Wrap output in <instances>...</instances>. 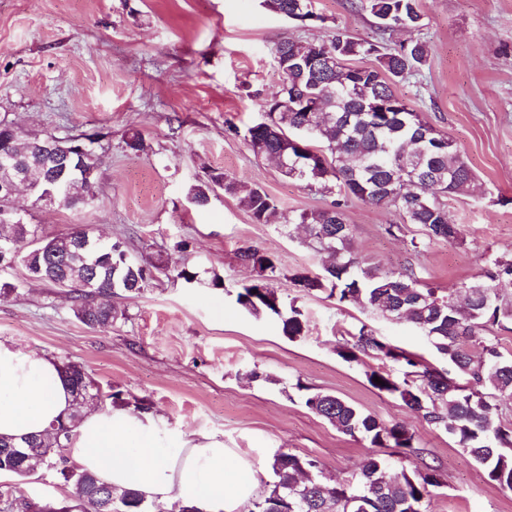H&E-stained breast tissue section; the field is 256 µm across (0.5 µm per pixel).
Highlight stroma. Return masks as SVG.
<instances>
[{
  "mask_svg": "<svg viewBox=\"0 0 512 512\" xmlns=\"http://www.w3.org/2000/svg\"><path fill=\"white\" fill-rule=\"evenodd\" d=\"M360 0H315L321 23L302 25L263 0H0V118L26 132L92 136L96 200L86 208L29 207L45 234L73 225L123 239L140 258L193 265L187 284L158 276L135 297L112 299L119 317L107 330L77 320L60 289L5 273L15 292L0 297V339L59 363L84 366L102 392H122L186 433L223 439L250 458L262 484L274 480L278 452L312 457L325 476L358 471L367 442L336 430L305 404L328 391L387 424H404L411 449L390 457L395 471L434 468L439 487L426 512H512V491L491 481L455 441L368 382L371 371L399 374L387 359L348 362L338 350L364 326L387 342L448 370L424 333L387 320L327 291L301 292L293 274L319 273L322 260L281 214L329 206L336 193L282 175L255 156L244 136L276 91L275 51L286 38L318 41L336 32L396 48L424 42L428 60L397 79L395 92L453 140L476 174L468 193L448 202L461 225L455 242L428 241L417 224L389 235L393 209L347 199L350 247L385 269H412L422 283L450 291L483 280L490 258L512 256V0H421L424 18L410 29L379 30ZM140 133L143 147L127 141ZM217 169L266 191L278 216L252 221L237 197L217 191L192 204L190 187ZM189 241L188 252L179 251ZM255 247L276 264L283 305L309 318L306 336H284L279 320L236 301L255 273L240 249ZM223 279L213 287V275ZM36 504L71 494L54 476L0 474V486Z\"/></svg>",
  "mask_w": 512,
  "mask_h": 512,
  "instance_id": "1",
  "label": "stroma"
}]
</instances>
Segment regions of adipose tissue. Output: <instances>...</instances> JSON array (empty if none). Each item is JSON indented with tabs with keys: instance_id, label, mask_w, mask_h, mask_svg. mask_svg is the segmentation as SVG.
<instances>
[{
	"instance_id": "1",
	"label": "adipose tissue",
	"mask_w": 512,
	"mask_h": 512,
	"mask_svg": "<svg viewBox=\"0 0 512 512\" xmlns=\"http://www.w3.org/2000/svg\"><path fill=\"white\" fill-rule=\"evenodd\" d=\"M58 362L0 340V436L42 434L69 413ZM82 470L144 500L204 512H244L260 493L254 463L215 437H195L151 413L86 409L68 447Z\"/></svg>"
}]
</instances>
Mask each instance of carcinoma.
<instances>
[{"mask_svg": "<svg viewBox=\"0 0 512 512\" xmlns=\"http://www.w3.org/2000/svg\"><path fill=\"white\" fill-rule=\"evenodd\" d=\"M264 5L292 21L301 15H316L314 0H264ZM364 7L383 31L413 27L423 18L419 0H365ZM326 54L333 55L328 70L320 66V57ZM428 56L429 49L422 42L384 51L377 43L339 31L318 42L280 41L276 47L278 90L266 101L263 120L247 129L251 150L272 160L283 156L279 169L286 177L393 208L403 224L421 225L430 241L457 240L462 230L448 222V198L468 191L475 181L473 169L455 144L393 89L395 79L419 70ZM353 57H373L376 65L350 66L347 61ZM294 93L318 97L321 112L306 118L290 105ZM364 95L398 108L405 113L406 124L395 122L384 112L362 111ZM304 122L315 127L314 133L288 147L287 141L295 138ZM415 150L427 154V164L418 172L402 166L404 154ZM216 186L237 197L257 224L269 223L277 210L263 189L222 172L192 186V202L207 205ZM282 220L302 225L310 245L325 259L323 274L292 276L301 291L310 294L328 288L341 302H353L386 319L396 317L413 324L464 382L392 346L365 326L345 341L340 356L356 360L361 355H381L403 364L401 378L374 371L368 381L378 391L398 396L425 422L445 431L487 471L490 480L512 491V429L502 428L497 405L499 398L512 399V359L503 358L496 337L489 335L490 328L512 321V301L502 299L497 288L501 281L512 283V257L491 260L493 271L487 274L490 284L484 291L472 292L470 284H462L459 291L465 294L466 308L461 310L456 296L441 295L423 285L413 271H387L379 263L351 253V227L341 203L314 212L285 214ZM88 233L87 226L77 224L64 236H41V243L32 247L30 242L39 234L37 225L0 223V238L12 240L15 249L13 262H0V272L19 264L34 281L71 285L72 312L93 329L110 328L117 319L112 305L116 288L138 296L157 273L188 284L198 281V273L189 266L171 269L128 256L120 240L92 255L83 246ZM239 259L257 278L238 293V304L254 315L277 316L290 339L305 336L308 324L300 309L292 306L286 314L277 310L279 297L270 284L276 271L274 260L252 247L241 249ZM88 279L95 280L97 292L80 288ZM61 373L73 395V410L45 438L16 441L1 437L0 474L24 478L39 471L50 473L72 488L71 498L59 506H38L1 488L0 512H147L136 491L117 490L99 475L70 467L67 449L89 399L87 389L95 382L77 363L63 364ZM375 377L385 385L374 382ZM306 406L341 433L368 442L374 451L351 478L333 483L323 476L317 460L286 452L275 454L271 462L275 481L269 492L253 503V512H423V502L431 489L439 486L437 474L388 476V461L380 453L384 448L412 447L413 435L404 425L383 423L324 392L308 394Z\"/></svg>", "mask_w": 512, "mask_h": 512, "instance_id": "1", "label": "carcinoma"}]
</instances>
